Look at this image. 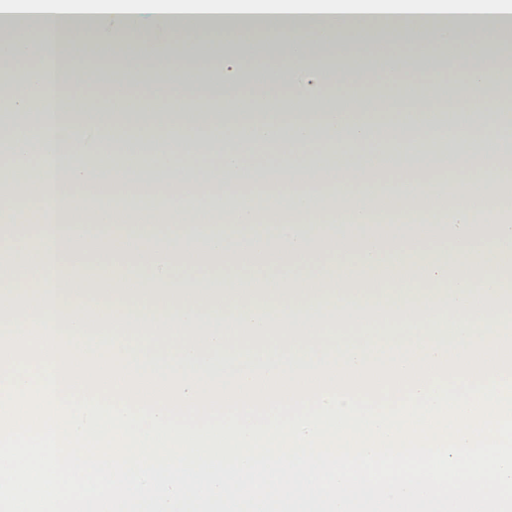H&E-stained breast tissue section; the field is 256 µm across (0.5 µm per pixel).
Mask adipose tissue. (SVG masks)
Returning <instances> with one entry per match:
<instances>
[{"label": "adipose tissue", "instance_id": "obj_1", "mask_svg": "<svg viewBox=\"0 0 512 512\" xmlns=\"http://www.w3.org/2000/svg\"><path fill=\"white\" fill-rule=\"evenodd\" d=\"M17 17L0 67L32 59L9 109L8 167L37 194L33 237L10 198L0 199V262L31 261L35 299L25 321H46L73 300L95 302L102 321L258 323L424 315L484 310L503 297L497 272L512 258V96L491 74L503 57L512 0H0ZM149 28L171 68L194 66V81L221 95L188 92L148 57L127 54L126 86L89 68L88 49L111 54L118 33ZM371 27L389 40L358 42L328 63L337 36ZM275 34L279 60L248 48L220 68L198 61L196 42L225 34ZM459 60L448 70L447 58ZM336 80H329V73ZM168 85L164 107L152 91ZM38 134L25 132L30 113ZM198 130L188 142L183 129ZM454 141L458 150L442 151ZM289 148L309 165H258L254 145ZM123 159V194L163 198L150 221L116 230L126 246L102 244L111 191L99 193L100 221L61 222L80 212L75 186ZM207 181H200L199 172ZM292 208L295 224L273 216ZM391 223L407 225L391 235ZM433 224L422 236L417 225ZM336 244L317 246L325 230ZM275 245H268V236ZM192 245L179 261L169 247ZM82 241L95 262L79 263L57 240ZM248 239L235 250V239ZM139 281L127 292L113 277Z\"/></svg>", "mask_w": 512, "mask_h": 512}]
</instances>
